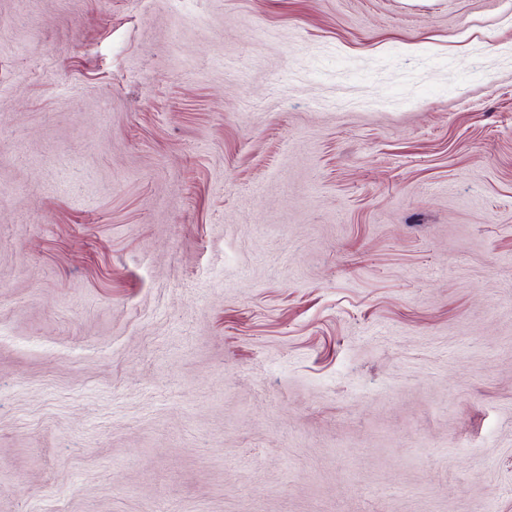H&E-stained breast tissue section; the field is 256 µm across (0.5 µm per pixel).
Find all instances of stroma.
<instances>
[{"label": "stroma", "instance_id": "35a3bbf8", "mask_svg": "<svg viewBox=\"0 0 512 512\" xmlns=\"http://www.w3.org/2000/svg\"><path fill=\"white\" fill-rule=\"evenodd\" d=\"M0 512H512V0H0Z\"/></svg>", "mask_w": 512, "mask_h": 512}]
</instances>
